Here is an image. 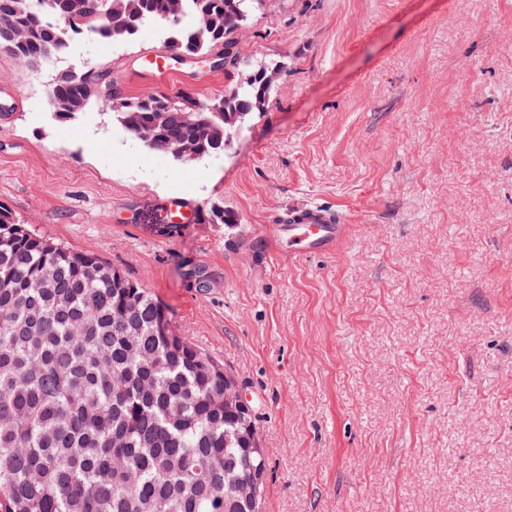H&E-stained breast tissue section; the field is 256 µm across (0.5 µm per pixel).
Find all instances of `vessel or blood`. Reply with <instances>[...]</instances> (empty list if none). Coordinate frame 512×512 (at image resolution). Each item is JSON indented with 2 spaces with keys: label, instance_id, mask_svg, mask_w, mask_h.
I'll return each instance as SVG.
<instances>
[{
  "label": "vessel or blood",
  "instance_id": "obj_1",
  "mask_svg": "<svg viewBox=\"0 0 512 512\" xmlns=\"http://www.w3.org/2000/svg\"><path fill=\"white\" fill-rule=\"evenodd\" d=\"M145 59L156 81L170 86L178 71L171 63V55L165 50H154ZM171 221L178 224H194L202 217L199 206L184 198L166 202ZM348 219L339 210L319 205H302L289 209L279 217L276 227L286 236L289 256L302 257L312 253H327L336 249L348 236Z\"/></svg>",
  "mask_w": 512,
  "mask_h": 512
}]
</instances>
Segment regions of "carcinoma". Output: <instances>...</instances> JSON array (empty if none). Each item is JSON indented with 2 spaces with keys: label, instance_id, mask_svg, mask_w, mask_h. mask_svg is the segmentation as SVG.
Listing matches in <instances>:
<instances>
[{
  "label": "carcinoma",
  "instance_id": "1",
  "mask_svg": "<svg viewBox=\"0 0 512 512\" xmlns=\"http://www.w3.org/2000/svg\"><path fill=\"white\" fill-rule=\"evenodd\" d=\"M31 2L0 0V47L27 66L149 23L169 27L177 56L230 52L258 0H104V19L89 0ZM271 70L204 102L205 128L188 123L183 92L102 97L92 66L57 67L49 106L71 121L96 100L149 150L202 163L262 111ZM256 443L252 416L224 407V373L141 284L0 206V512H259L243 492L251 470L267 473Z\"/></svg>",
  "mask_w": 512,
  "mask_h": 512
}]
</instances>
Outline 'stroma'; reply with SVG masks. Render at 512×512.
Returning <instances> with one entry per match:
<instances>
[{"mask_svg":"<svg viewBox=\"0 0 512 512\" xmlns=\"http://www.w3.org/2000/svg\"><path fill=\"white\" fill-rule=\"evenodd\" d=\"M236 37L174 90L281 74L201 175L98 106L56 118L0 48V205L233 370L269 453L261 512H512V0H258ZM73 45L124 96L158 92L142 53L165 35ZM174 197L235 221L168 227ZM315 203L349 238L273 253L278 215Z\"/></svg>","mask_w":512,"mask_h":512,"instance_id":"obj_1","label":"stroma"}]
</instances>
